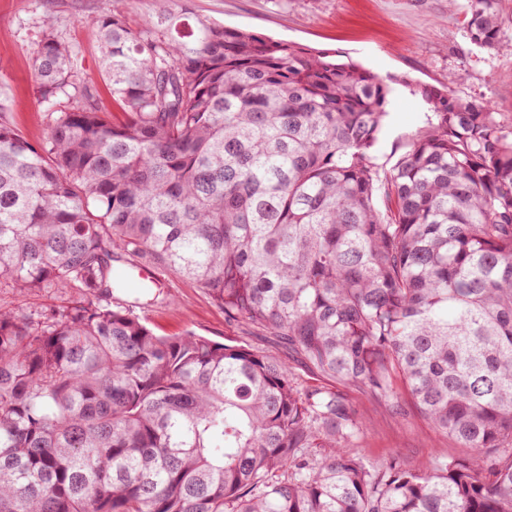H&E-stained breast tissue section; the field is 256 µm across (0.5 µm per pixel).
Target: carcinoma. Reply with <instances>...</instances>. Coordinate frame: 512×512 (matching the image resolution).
I'll return each instance as SVG.
<instances>
[{"mask_svg":"<svg viewBox=\"0 0 512 512\" xmlns=\"http://www.w3.org/2000/svg\"><path fill=\"white\" fill-rule=\"evenodd\" d=\"M498 4L468 0L486 51ZM186 19L92 20L118 122L45 31L48 138L0 122V280L76 293L37 321L0 309V512H512V126L448 84ZM392 82L427 115L383 171ZM117 250L328 385L156 334L108 303ZM350 388L409 397L469 454L351 453L367 427Z\"/></svg>","mask_w":512,"mask_h":512,"instance_id":"obj_1","label":"carcinoma"}]
</instances>
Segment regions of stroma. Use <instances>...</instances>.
<instances>
[{
  "label": "stroma",
  "mask_w": 512,
  "mask_h": 512,
  "mask_svg": "<svg viewBox=\"0 0 512 512\" xmlns=\"http://www.w3.org/2000/svg\"><path fill=\"white\" fill-rule=\"evenodd\" d=\"M174 5L175 0H0V120L33 145L45 141L52 117L34 58L48 26L74 51L81 84L96 92L107 112H114L95 31L87 19L120 11L132 25L141 26ZM186 7L219 24L336 52L385 79L405 75L423 83L450 84L455 96L490 102L500 119L512 124V53L487 52L469 41L464 0L454 7L448 0H188ZM387 110L377 152L381 165L393 162L400 136L422 125L426 112L422 101L400 86L394 88ZM67 300L54 289L21 294L0 285V308L34 319ZM112 301L162 335L190 330L216 342L288 356L275 337L254 335L228 320L205 291L166 271L157 287L116 292ZM345 396L367 422L366 436L355 452L369 461H383L398 451L415 466L437 455L462 453L411 404L395 414L361 390H348Z\"/></svg>",
  "instance_id": "35a3bbf8"
}]
</instances>
